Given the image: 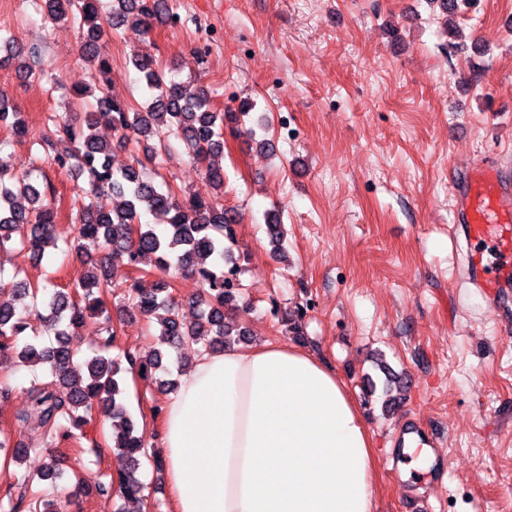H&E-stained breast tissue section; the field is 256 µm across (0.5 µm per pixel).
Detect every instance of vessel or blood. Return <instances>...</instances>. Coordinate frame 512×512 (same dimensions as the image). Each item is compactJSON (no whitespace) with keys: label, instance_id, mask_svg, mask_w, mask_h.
Instances as JSON below:
<instances>
[{"label":"vessel or blood","instance_id":"obj_1","mask_svg":"<svg viewBox=\"0 0 512 512\" xmlns=\"http://www.w3.org/2000/svg\"><path fill=\"white\" fill-rule=\"evenodd\" d=\"M503 171L500 163H476L460 177L457 194L469 276L493 299L512 288V184ZM398 440L434 447L439 436L409 418L401 424Z\"/></svg>","mask_w":512,"mask_h":512}]
</instances>
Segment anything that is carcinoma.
<instances>
[{"mask_svg":"<svg viewBox=\"0 0 512 512\" xmlns=\"http://www.w3.org/2000/svg\"><path fill=\"white\" fill-rule=\"evenodd\" d=\"M111 2L105 15L100 0H41L37 4L51 20L79 26L82 56L92 67L93 76L102 78L94 111L86 113L81 123H75L68 112L49 117L52 133L73 144L69 153L53 156L52 164L60 171L86 177V185L73 203L72 231L58 233L57 212L51 203L55 190L46 178L37 182L36 167L10 172L0 164V251L25 252L40 262L49 248L67 252L78 249L84 239H99L105 255L71 288H60L51 280L34 284L21 278L19 269L6 281L0 268V352H14L19 362L30 367L44 366L43 378H33L28 393L48 438L53 440L60 434L76 439L84 435V426L97 415L112 420L111 448L125 461V468L116 480L105 482L98 476L81 475L78 484L102 496L117 494L134 506L132 512H148L151 502L144 494L140 470L149 453L135 435L119 374L158 369L164 353L157 350L146 359L123 349L112 354L120 327L112 321L107 305L112 295L111 273L126 266L141 277H155L149 290L131 279L124 299L140 316L156 318L158 340L169 348L221 351L247 341L249 331L242 323H229L224 317L226 311L235 314L244 309L240 283L224 278L226 268L236 267L227 261L229 248L225 247V241L232 239V213L218 199L182 196L163 189L139 160L114 171L112 152L152 137L162 149L174 137L184 144L189 157L203 166L207 181L221 191L224 167L213 157L224 153V126L239 121L240 113L213 111L205 90L187 92L159 68L149 52L133 62L144 80L141 109L134 111L112 98L108 92L111 64L99 50L104 28L131 23L148 32L155 16L166 12L172 22L177 13L168 11L166 0ZM3 43L11 45V55L0 57V66L12 65L26 79L35 76L30 64L35 50L25 49L11 36H0V45ZM102 121L112 128L108 142L96 134ZM0 123L18 140L29 136L22 113L4 95L0 96ZM24 201L28 205H22ZM143 212L165 217V227L158 230L140 223ZM267 230L273 251L280 252L284 231L277 215L268 214ZM187 274L195 276L202 288L193 301L200 309L199 318L190 324L182 321L172 292V279ZM88 319L102 324L104 336L92 354L81 355L71 346V337L78 335L77 329ZM36 320L53 333V341L45 344L35 339ZM0 454L4 462L20 465L30 449L12 444L10 436L0 432ZM62 478L52 451L37 471L21 475V488L41 487L29 503L31 512H58L55 492Z\"/></svg>","mask_w":512,"mask_h":512,"instance_id":"carcinoma-1","label":"carcinoma"}]
</instances>
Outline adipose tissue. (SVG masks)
<instances>
[{"label":"adipose tissue","mask_w":512,"mask_h":512,"mask_svg":"<svg viewBox=\"0 0 512 512\" xmlns=\"http://www.w3.org/2000/svg\"><path fill=\"white\" fill-rule=\"evenodd\" d=\"M159 419L174 512H373L371 436L309 352L265 340L200 353Z\"/></svg>","instance_id":"ef3b65f1"}]
</instances>
